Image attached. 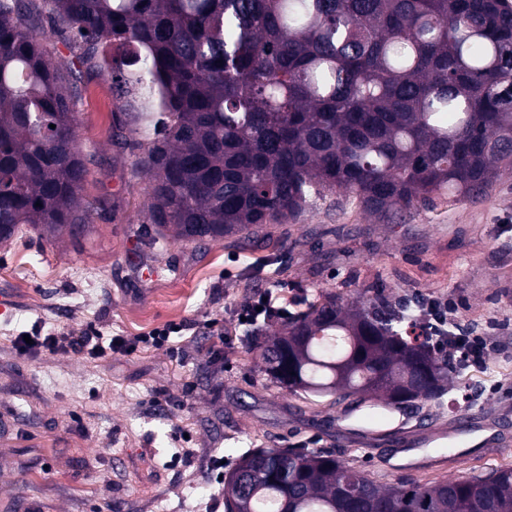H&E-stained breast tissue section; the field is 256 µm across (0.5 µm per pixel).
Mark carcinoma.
Listing matches in <instances>:
<instances>
[{
    "mask_svg": "<svg viewBox=\"0 0 512 512\" xmlns=\"http://www.w3.org/2000/svg\"><path fill=\"white\" fill-rule=\"evenodd\" d=\"M45 20L118 103L154 104L137 165L159 236L255 239L334 188L379 215L477 199L512 167V0H0V245L24 227L93 230ZM257 368L281 389L398 409L442 400L449 362L407 303L327 294ZM233 478L224 512H512V467L383 486L325 448H255Z\"/></svg>",
    "mask_w": 512,
    "mask_h": 512,
    "instance_id": "1",
    "label": "carcinoma"
}]
</instances>
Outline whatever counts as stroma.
<instances>
[{"mask_svg":"<svg viewBox=\"0 0 512 512\" xmlns=\"http://www.w3.org/2000/svg\"><path fill=\"white\" fill-rule=\"evenodd\" d=\"M76 82L77 138L96 161L82 192L94 232L75 241L23 231L0 246V512H213L219 462L252 448H329L383 485L452 478L428 460L445 449L405 447L402 432L461 412L497 409L512 391V172L476 200L439 197L391 217L365 211L342 189L312 198L297 217L270 225L261 242L230 235L144 243L147 181L136 166L154 130L118 138L130 117L110 80L80 63L68 34L43 26ZM279 286L291 313L325 292L348 304L384 289L391 301L450 300L461 327L501 343L452 407L399 411L368 400L333 403L276 387L256 368L255 338L235 311L258 288ZM234 336L212 351L206 323ZM185 324L175 351L140 350L88 361L49 351L25 355L12 339L42 324L141 336ZM376 431L364 445L365 431ZM178 466H171L172 458Z\"/></svg>","mask_w":512,"mask_h":512,"instance_id":"1","label":"stroma"}]
</instances>
